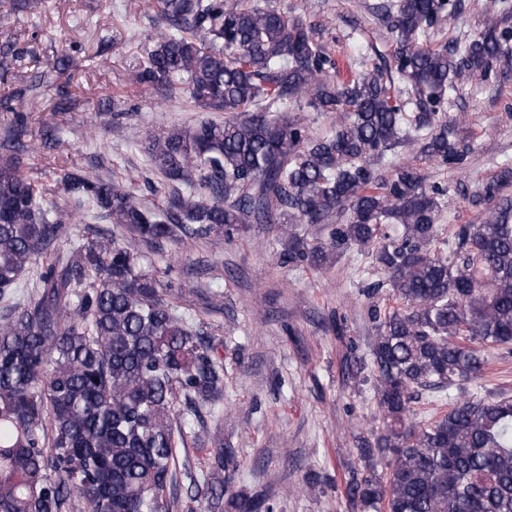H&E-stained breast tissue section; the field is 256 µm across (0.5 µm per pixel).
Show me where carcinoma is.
<instances>
[{
	"label": "carcinoma",
	"mask_w": 512,
	"mask_h": 512,
	"mask_svg": "<svg viewBox=\"0 0 512 512\" xmlns=\"http://www.w3.org/2000/svg\"><path fill=\"white\" fill-rule=\"evenodd\" d=\"M145 86L186 84L203 112L224 121L170 127L140 149L173 187L156 211L119 181L72 167L60 182L90 219L147 241L232 238L248 224H279L287 258L321 268L333 252L367 253L396 301L374 305L369 370L376 393L364 469L346 481L352 512H512V395L448 404L417 420L423 394L478 378L489 348L512 345V199L446 239L443 187L417 169L376 173L400 142L441 164L467 154L435 113L405 112L391 75L357 62L347 78L307 19L286 6L162 0ZM453 0L378 6L391 22L394 63L432 105L452 80L508 61L512 30L487 0L484 30L430 44ZM340 113L313 136L294 112ZM0 137V512H176V449L205 412L224 416V366L212 343L160 291L135 248L97 231L58 248L71 217L48 208L25 174L24 109ZM332 224L309 243L298 224ZM43 262L32 291L25 280ZM182 423L174 425L177 406ZM217 508L223 490L203 478L192 501ZM234 512H273L260 495L231 496Z\"/></svg>",
	"instance_id": "obj_1"
}]
</instances>
